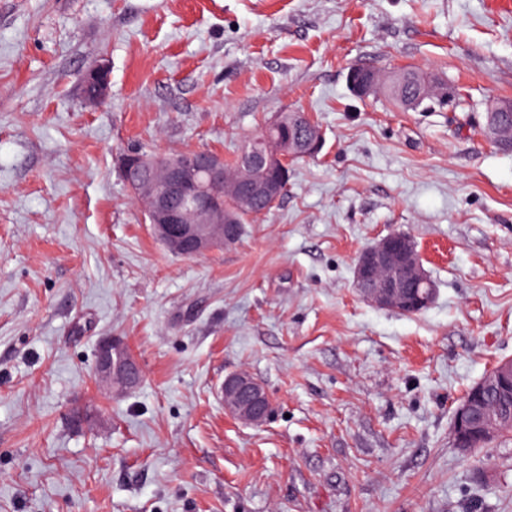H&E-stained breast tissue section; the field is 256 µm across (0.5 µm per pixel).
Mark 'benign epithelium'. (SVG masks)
<instances>
[{"mask_svg":"<svg viewBox=\"0 0 512 512\" xmlns=\"http://www.w3.org/2000/svg\"><path fill=\"white\" fill-rule=\"evenodd\" d=\"M84 84L95 86V92L85 96L87 104L105 102L110 92L107 64L89 69ZM294 120L307 124L303 137L283 144L275 134L281 125L276 118L260 145L244 146L232 169L225 168L224 156L200 149L170 155L126 153L120 160V173L155 237L175 255L200 256L238 240L237 217L224 208V197L274 204L287 189L289 158L313 156L321 150V130L301 113ZM354 280L362 297L379 308L412 314L433 301V294L417 293L429 280L415 242L404 233L388 235L364 248L354 265ZM96 370L100 384L113 392L130 389L140 381L138 361L121 339L112 336L98 344ZM220 392L224 412L239 422L261 426L267 421L270 396L250 373L227 375ZM490 394L512 397V360L489 370L458 406L453 422L455 447L469 450L512 430V414L494 409L487 401Z\"/></svg>","mask_w":512,"mask_h":512,"instance_id":"7a95c632","label":"benign epithelium"}]
</instances>
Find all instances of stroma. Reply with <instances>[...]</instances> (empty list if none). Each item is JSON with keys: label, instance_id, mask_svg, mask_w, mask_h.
<instances>
[{"label": "stroma", "instance_id": "stroma-1", "mask_svg": "<svg viewBox=\"0 0 512 512\" xmlns=\"http://www.w3.org/2000/svg\"><path fill=\"white\" fill-rule=\"evenodd\" d=\"M495 0H0V512H512V433L464 451L467 391L512 359V14ZM110 94L86 105L89 67ZM432 73L407 109L349 71ZM302 112L323 145L238 241L172 254L122 153L208 149ZM405 233L436 288L362 298L359 252ZM122 339L140 383L110 393ZM269 420L227 417L226 375ZM93 84L95 92L92 95H85L86 103L90 106H97L106 101L110 92V72L106 63H101L89 69L84 78V93H91ZM96 370L100 384L113 392L130 389L141 378L138 361L121 339L112 336L103 338L98 344ZM224 412L250 425H263L270 414L271 400L266 388L250 373L238 371L227 375L220 387Z\"/></svg>", "mask_w": 512, "mask_h": 512}]
</instances>
